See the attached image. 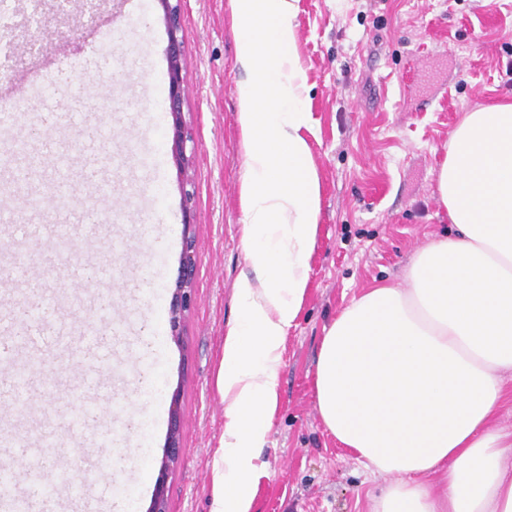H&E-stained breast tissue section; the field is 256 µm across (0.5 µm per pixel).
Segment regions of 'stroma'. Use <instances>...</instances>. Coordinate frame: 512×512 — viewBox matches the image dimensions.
<instances>
[{"label": "stroma", "mask_w": 512, "mask_h": 512, "mask_svg": "<svg viewBox=\"0 0 512 512\" xmlns=\"http://www.w3.org/2000/svg\"><path fill=\"white\" fill-rule=\"evenodd\" d=\"M186 67L184 120L193 164L180 174L167 111V33L157 0H102L69 23L44 10L24 43L0 42V100L25 98L30 81L71 59L64 100L29 103L26 134L55 140L112 177L110 202L87 210L83 183L57 205L91 232L68 251L33 233L23 196L9 202L0 249L47 257L51 269L16 282L0 265V300L24 289L58 292L85 304L66 310L73 330L100 329L99 307L127 318L116 362L131 370L106 395L81 385L75 367L34 393L58 411L96 401L104 419L126 428L109 451L105 512H147L179 399L185 451L167 483V512H211L213 461L224 434L216 376L224 331L236 316L235 284L251 272L241 242L243 155L236 85L237 31L228 0H182ZM296 37L311 114L307 140L322 191L319 230L302 310L285 339L279 401L259 455L252 512H359L358 499L382 487L323 426L313 390L320 342L337 312L372 282L399 284L415 250L450 234L436 176L464 112L512 99V0H296ZM71 124L45 122L59 103ZM194 188V301L174 341L169 309L183 246V180Z\"/></svg>", "instance_id": "35a3bbf8"}]
</instances>
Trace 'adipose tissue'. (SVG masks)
<instances>
[{
	"label": "adipose tissue",
	"instance_id": "adipose-tissue-1",
	"mask_svg": "<svg viewBox=\"0 0 512 512\" xmlns=\"http://www.w3.org/2000/svg\"><path fill=\"white\" fill-rule=\"evenodd\" d=\"M296 0H228L238 30L241 240L217 388L224 435L212 512H252L256 461L279 399L284 340L302 308L321 216L304 135L308 86ZM455 227L420 248L403 285H369L326 330L319 416L372 473L364 512H512V100L463 114L437 172Z\"/></svg>",
	"mask_w": 512,
	"mask_h": 512
}]
</instances>
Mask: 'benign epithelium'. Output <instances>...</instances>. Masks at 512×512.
<instances>
[{"instance_id":"7a95c632","label":"benign epithelium","mask_w":512,"mask_h":512,"mask_svg":"<svg viewBox=\"0 0 512 512\" xmlns=\"http://www.w3.org/2000/svg\"><path fill=\"white\" fill-rule=\"evenodd\" d=\"M164 14V21L168 35V112L172 117L173 138L172 155L177 165L188 161L186 143L190 136L182 122V102L184 96L183 64L184 46L181 23V0H159ZM194 193L184 192L183 224L184 247L180 258V271L176 285L175 300L169 311V326L171 335L179 338L181 322L184 313L190 308L193 301V284L195 276V244L190 231L195 224L194 213L191 209ZM170 432L158 476L155 482L153 499L148 512H166L167 480L169 471L183 455L179 427L181 412L179 395L173 394L169 409Z\"/></svg>"}]
</instances>
